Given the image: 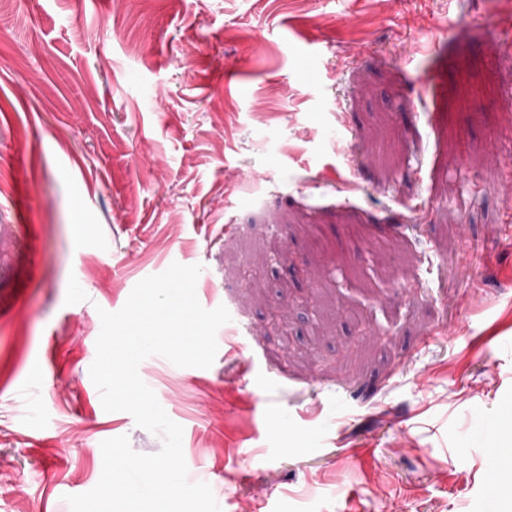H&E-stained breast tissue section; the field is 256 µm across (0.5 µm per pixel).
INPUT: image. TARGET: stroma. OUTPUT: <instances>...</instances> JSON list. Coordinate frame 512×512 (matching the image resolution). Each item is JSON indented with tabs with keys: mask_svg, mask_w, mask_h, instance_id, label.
<instances>
[{
	"mask_svg": "<svg viewBox=\"0 0 512 512\" xmlns=\"http://www.w3.org/2000/svg\"><path fill=\"white\" fill-rule=\"evenodd\" d=\"M13 13L0 512H70L104 440L161 449L90 368L99 310L175 262L246 331L151 370L222 512H512V0Z\"/></svg>",
	"mask_w": 512,
	"mask_h": 512,
	"instance_id": "obj_1",
	"label": "stroma"
}]
</instances>
